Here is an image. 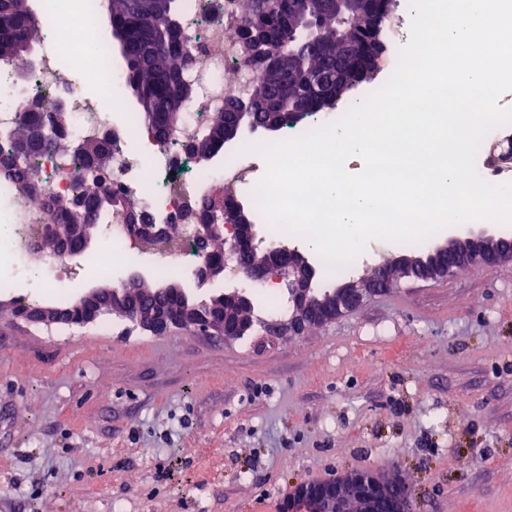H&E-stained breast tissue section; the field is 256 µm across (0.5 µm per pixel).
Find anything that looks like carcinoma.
<instances>
[{
  "label": "carcinoma",
  "instance_id": "obj_1",
  "mask_svg": "<svg viewBox=\"0 0 512 512\" xmlns=\"http://www.w3.org/2000/svg\"><path fill=\"white\" fill-rule=\"evenodd\" d=\"M335 0H297L295 7L305 17L300 23L290 16L288 2L279 8L254 10V0H237L241 7L242 25L236 36L245 41L251 32L262 30L278 39L281 49L280 65L284 72L308 69H328L334 61L336 41L351 36L356 42L377 40L386 47V29L392 24L397 0H377L381 13V26L375 32H366L360 17L349 13L346 5L339 10L326 8V2ZM112 14V34L127 42L131 52L123 54L127 90L136 97L139 120L151 130L162 144L171 143L175 124L183 117L190 99L179 95V87L189 81V74L198 64L195 55L183 52V27L171 26V17L181 16V0H159L156 8L148 10L140 0H108ZM39 18L28 8L27 0H0V64H13L20 71L28 69L18 64V54L29 55L32 43L38 40ZM242 63L254 75V80L242 93L231 97L232 102L260 95L258 67L255 62L241 56ZM319 105L308 109L292 97L276 103L271 112H253L245 124L272 122L277 129L305 122L322 111ZM65 115L62 112H24L17 127L0 138V179L12 180L18 194L29 197L27 163L38 153H52L69 159L91 181L112 180V167L101 162L112 155L115 146L97 138L85 140L80 154L72 153L71 139L63 131ZM46 126V134L26 151H20V139L29 126ZM224 114L210 122L206 133L192 141L179 143L181 149L203 159L217 158L224 150ZM119 204L117 195L110 192L78 196L73 202L67 197L55 200L48 211L52 233L43 237L44 248L67 235L74 224L98 226L102 215Z\"/></svg>",
  "mask_w": 512,
  "mask_h": 512
}]
</instances>
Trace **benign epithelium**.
<instances>
[{
	"mask_svg": "<svg viewBox=\"0 0 512 512\" xmlns=\"http://www.w3.org/2000/svg\"><path fill=\"white\" fill-rule=\"evenodd\" d=\"M247 54L263 61L260 77L266 94H279L286 81L280 73L276 53L268 38L254 33L247 41ZM381 49L374 41L359 48L347 42L336 47V61L326 72L308 71L289 81L296 87L305 106L310 107L324 96L328 88H336V94L348 89L352 82V68L360 59L367 67L374 66ZM260 107L252 100L241 102L237 107L225 105L233 122L226 127V139H231L242 127L246 113ZM224 250L233 256L245 255L260 246L256 225L245 224L238 216L224 217ZM90 242L86 227L75 225L68 239L59 244L61 253L73 256L71 243ZM506 238L487 230L472 232L466 236H453L448 243L436 248L425 258L399 257L381 264L369 279H351L334 289L314 287L316 269L309 258L298 248L285 243L266 247L270 255L267 263H242V274L250 283L248 288H226L224 292L213 288L219 302L203 307L189 303L196 296L190 288H164L167 296L179 300L175 307H144L130 301L127 289L136 288L141 276L132 273L124 279L123 288H93L78 297L70 313L69 322L85 325L94 322L102 314H117L134 325L153 334H166L174 328L212 329L224 338L239 339L249 329L240 322L231 324L224 320V306L233 303L240 309L251 306L252 288L266 283L283 288L291 302L288 322L283 327L299 333L314 324L326 323L335 317L355 310L369 296L393 287L391 267L401 268L405 277L430 280L445 276L461 265L480 267L495 264L504 258L512 259V251L503 247ZM225 266L207 262L194 271L198 284L224 279ZM299 507L302 512H413L410 496L401 487L378 472L355 471L342 479H329L317 483H300L290 495L289 508Z\"/></svg>",
	"mask_w": 512,
	"mask_h": 512,
	"instance_id": "obj_1",
	"label": "benign epithelium"
}]
</instances>
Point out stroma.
<instances>
[{"instance_id": "35a3bbf8", "label": "stroma", "mask_w": 512, "mask_h": 512, "mask_svg": "<svg viewBox=\"0 0 512 512\" xmlns=\"http://www.w3.org/2000/svg\"><path fill=\"white\" fill-rule=\"evenodd\" d=\"M70 265V297L107 278ZM50 264L0 263L53 305ZM0 292V512H283L298 480L377 470L417 512H512V263L398 279L271 337L16 316Z\"/></svg>"}]
</instances>
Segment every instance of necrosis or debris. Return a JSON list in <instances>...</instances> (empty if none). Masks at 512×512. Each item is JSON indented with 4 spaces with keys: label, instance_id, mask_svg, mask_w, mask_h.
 Segmentation results:
<instances>
[{
    "label": "necrosis or debris",
    "instance_id": "4bbe7bcc",
    "mask_svg": "<svg viewBox=\"0 0 512 512\" xmlns=\"http://www.w3.org/2000/svg\"><path fill=\"white\" fill-rule=\"evenodd\" d=\"M41 13L35 65L21 79L12 70L0 68V135L15 128L27 100L38 96L45 98L48 111L64 110L68 137L103 135L120 145V153L112 159V187L121 198L120 207L108 218L112 239L107 248L85 258L84 271L98 277L108 275L115 254L129 264L139 263L143 247L126 232L128 209L147 207L161 214L166 223L181 224L186 202L202 205L220 192L235 196L240 189H255L257 181L248 163L255 148L241 150L226 158L223 166L214 167L178 148L162 147L133 116L119 123L112 121V103L123 95L124 77L112 68L104 50L106 38L94 16L93 0H82L80 12L71 16L46 4ZM237 16L232 0H183L189 47L198 58L193 74L197 94L176 128L177 139L200 136L205 129L201 115L223 111L230 93L224 82L227 71L238 72L244 81L249 78L241 68L239 48L230 37L228 21ZM64 50L79 55L84 69L98 73L96 88L76 81L60 66L59 55ZM32 178L56 195L69 196L82 189L72 163L52 154L36 157ZM0 200L7 204L0 218L10 226L0 259L17 264L40 253L43 211L16 197L11 183L4 180L0 181Z\"/></svg>",
    "mask_w": 512,
    "mask_h": 512
}]
</instances>
